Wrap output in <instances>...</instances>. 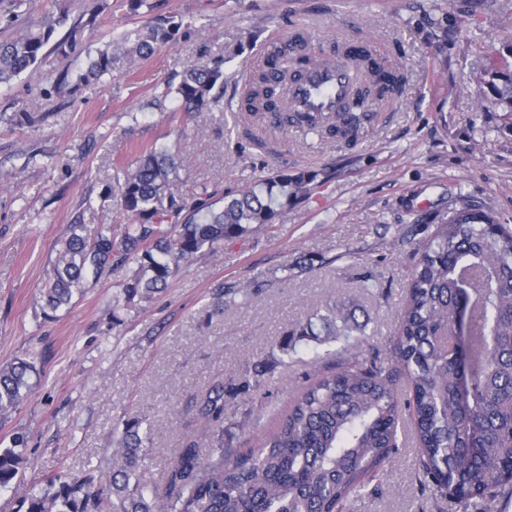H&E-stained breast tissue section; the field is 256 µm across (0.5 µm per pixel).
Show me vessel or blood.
<instances>
[{"instance_id": "obj_1", "label": "vessel or blood", "mask_w": 512, "mask_h": 512, "mask_svg": "<svg viewBox=\"0 0 512 512\" xmlns=\"http://www.w3.org/2000/svg\"><path fill=\"white\" fill-rule=\"evenodd\" d=\"M349 58L296 74L288 79V105L295 112H339L350 91L356 45H349Z\"/></svg>"}]
</instances>
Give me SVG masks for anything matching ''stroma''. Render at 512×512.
<instances>
[{"mask_svg": "<svg viewBox=\"0 0 512 512\" xmlns=\"http://www.w3.org/2000/svg\"><path fill=\"white\" fill-rule=\"evenodd\" d=\"M186 25L176 41L101 82L59 94L46 67L0 87V364L33 361L19 407L0 416V448L27 441L0 512L47 477L108 473L114 438L131 417L152 448L142 473L165 492L182 446L208 459L217 443L237 453L272 430L296 394L332 370L337 344L320 358L282 356L279 343L320 304L347 310L369 344L386 348L407 296L419 242L460 201L512 227V127L475 75L512 39V0H158ZM145 13L108 0L85 42L100 47L136 29ZM305 32L312 43L363 38L408 76L403 97L346 149L309 130L272 128L265 147L242 140L236 101L242 75L267 41ZM225 58L224 106L177 112L158 103L191 64ZM29 107L35 126L13 115ZM156 147L182 161L179 190L234 195L279 170L325 171L327 181L291 201L273 225L225 240L183 264L149 301L113 308L125 267L87 279L71 304L45 316L42 289L73 225L93 238L123 215L102 201L117 169ZM249 299H242V292ZM259 361L270 372L249 396L224 397V424L199 416L215 382L234 387ZM412 427L385 474L346 512H456L422 491Z\"/></svg>", "mask_w": 512, "mask_h": 512, "instance_id": "obj_1", "label": "stroma"}]
</instances>
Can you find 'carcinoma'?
<instances>
[{"mask_svg": "<svg viewBox=\"0 0 512 512\" xmlns=\"http://www.w3.org/2000/svg\"><path fill=\"white\" fill-rule=\"evenodd\" d=\"M31 0H9L0 9V29L14 33L0 40V85L32 66L56 70L54 59L80 61L77 82L112 74L134 59L151 57L157 45L176 39L184 25L161 16L146 29L123 33L112 43L76 54L86 24L62 8L17 28ZM65 30L56 38L58 30ZM307 35L264 48L261 63L250 69L240 114L268 112L281 103L286 72L318 63ZM224 59L192 64L178 85L162 98L174 111L207 112L224 105ZM365 72L352 91V104L368 111L338 122L334 117L295 113L278 127L306 126L323 138L356 145L377 111L399 98L405 74L370 48L360 60ZM484 76L497 100L512 115V42L489 58ZM179 163L173 154L149 148L130 171L105 189L126 216L115 232L105 225L89 242L72 226L62 243L52 278L44 287L46 307L68 304L89 275L134 264L122 283L125 303L142 302L167 287L181 265L203 249L241 237L252 225L274 224L289 199L309 194L317 175L307 171L272 173L265 189L189 199L176 189ZM404 309L389 349L363 348L361 329L341 309L316 310L312 321L297 323L280 344L292 350V337L319 334L342 343L336 368L305 386L277 428L244 454L219 441L208 462L191 443L181 448L168 478L165 496L142 482L140 470L149 437L143 420L131 418L115 439L112 471L105 482L93 477L57 474L23 502L24 512H342L367 477L390 465L398 454L399 425L410 412L419 445L420 484L459 512L512 492V230L489 214L463 205L431 237L418 244ZM470 302L467 352L459 350L455 325L461 300ZM33 366L26 361L0 364V415L17 407L29 389ZM405 379L403 397L398 381ZM224 383L212 386L200 405L207 420L224 418ZM25 449L18 436L0 449V489L19 475Z\"/></svg>", "mask_w": 512, "mask_h": 512, "instance_id": "carcinoma-1", "label": "carcinoma"}]
</instances>
